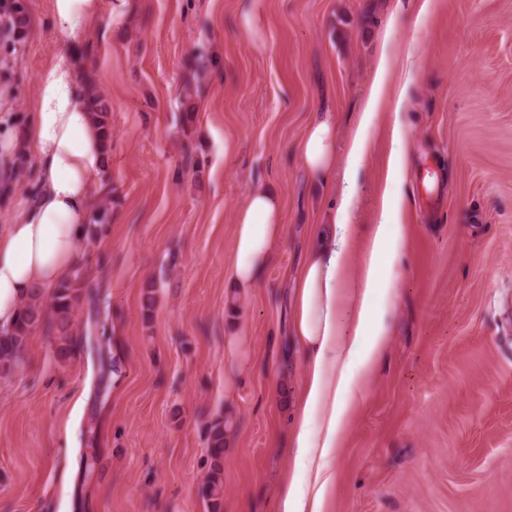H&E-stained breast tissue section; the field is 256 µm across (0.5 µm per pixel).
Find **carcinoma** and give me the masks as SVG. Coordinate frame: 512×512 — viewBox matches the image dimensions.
Here are the masks:
<instances>
[{
    "label": "carcinoma",
    "mask_w": 512,
    "mask_h": 512,
    "mask_svg": "<svg viewBox=\"0 0 512 512\" xmlns=\"http://www.w3.org/2000/svg\"><path fill=\"white\" fill-rule=\"evenodd\" d=\"M4 15L10 21V26L7 27L9 33L18 35L26 27L27 15L20 0H9L4 4ZM90 97L92 112L102 129L104 139L108 141L111 138V129L107 122V113L103 112L101 102L95 94H90ZM83 302L88 308L86 327L98 326V296L87 288L84 272L78 266L67 280L52 290L50 300H45V294L41 292L35 293L13 328L0 332V372L7 374L16 367L26 338L43 324L54 331L58 354L64 358L70 356L75 327L73 312ZM225 427L226 422L218 420L209 429L213 469L210 480L202 490L203 499L208 502L209 512H222L224 485L220 474Z\"/></svg>",
    "instance_id": "obj_1"
}]
</instances>
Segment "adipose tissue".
Masks as SVG:
<instances>
[{"label":"adipose tissue","instance_id":"1","mask_svg":"<svg viewBox=\"0 0 512 512\" xmlns=\"http://www.w3.org/2000/svg\"><path fill=\"white\" fill-rule=\"evenodd\" d=\"M56 29L66 39L37 76L35 110L21 140L32 158L38 191L21 217L0 231V330H10L37 291H48L69 278L76 246L109 178L102 131L90 110L79 79L78 59L70 44L97 30L102 0H50ZM397 60L382 53L367 106L345 155V190L330 223L294 282L293 334L305 352V380L293 406L297 469L312 473L311 484H289L282 512H323L330 474L323 459L338 446L349 401L364 375L385 351L389 330L385 310L396 298L398 260L403 238L397 231L401 208L383 204L367 248L354 258L357 225L350 218L358 204L357 171L367 156L378 111L406 105L405 89L391 90ZM311 179L336 170V115L321 113L300 146ZM284 233L280 200L266 185H254L237 210L233 238V283L254 288L273 260ZM381 295L382 309L371 300Z\"/></svg>","mask_w":512,"mask_h":512}]
</instances>
